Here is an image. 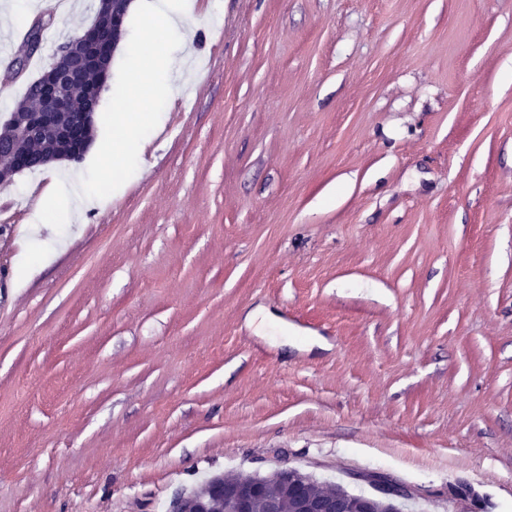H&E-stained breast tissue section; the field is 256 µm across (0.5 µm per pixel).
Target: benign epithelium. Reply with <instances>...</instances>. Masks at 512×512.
<instances>
[{
	"label": "benign epithelium",
	"instance_id": "obj_1",
	"mask_svg": "<svg viewBox=\"0 0 512 512\" xmlns=\"http://www.w3.org/2000/svg\"><path fill=\"white\" fill-rule=\"evenodd\" d=\"M125 16L124 10L112 12L108 26L96 18L73 37L76 50L59 47L62 64L51 66L39 84L41 107L5 117L17 139L35 140L52 134L73 146L71 160L82 158L89 148L84 124L94 113L74 115L67 88L79 82L94 62L112 57L114 34L123 30ZM355 479L368 483L374 492L353 494L340 484L312 491L310 485L315 480L295 467L280 468L267 477L242 472L222 473L176 496L167 512H255L259 502L265 512H403L406 501L418 498V494L398 488L381 473L357 474Z\"/></svg>",
	"mask_w": 512,
	"mask_h": 512
}]
</instances>
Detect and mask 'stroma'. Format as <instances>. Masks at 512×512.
Wrapping results in <instances>:
<instances>
[{"label": "stroma", "instance_id": "35a3bbf8", "mask_svg": "<svg viewBox=\"0 0 512 512\" xmlns=\"http://www.w3.org/2000/svg\"><path fill=\"white\" fill-rule=\"evenodd\" d=\"M127 19L179 92L114 53L93 153L0 186V512H164L285 466L421 512H512V0H192ZM95 0L48 21L9 112ZM101 191L23 274L37 202ZM167 62L164 54L159 53L156 49H151L150 53L145 56V61L140 62L131 73L133 81L154 80L156 74L164 72L166 74ZM143 133L137 128H129L118 140H113L112 147L107 143L100 152V164L106 176L112 177L115 166H126L134 157L138 156L143 148Z\"/></svg>", "mask_w": 512, "mask_h": 512}]
</instances>
